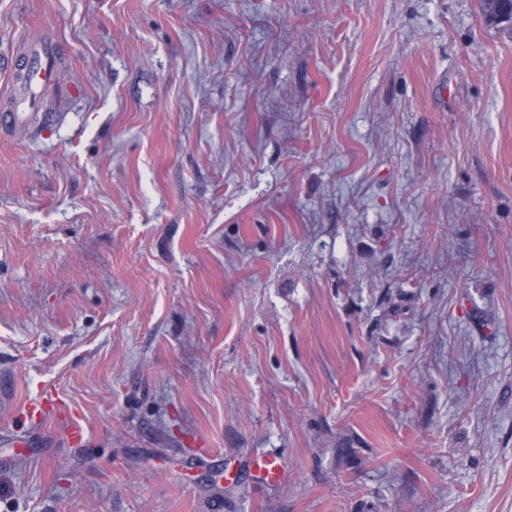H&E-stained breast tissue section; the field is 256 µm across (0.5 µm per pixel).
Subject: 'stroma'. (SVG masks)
<instances>
[{"instance_id": "35a3bbf8", "label": "stroma", "mask_w": 512, "mask_h": 512, "mask_svg": "<svg viewBox=\"0 0 512 512\" xmlns=\"http://www.w3.org/2000/svg\"><path fill=\"white\" fill-rule=\"evenodd\" d=\"M41 43L55 122L0 131V512H512L511 28L0 0V56ZM250 465L257 478L266 483H278L288 475L285 465L269 456H254Z\"/></svg>"}]
</instances>
